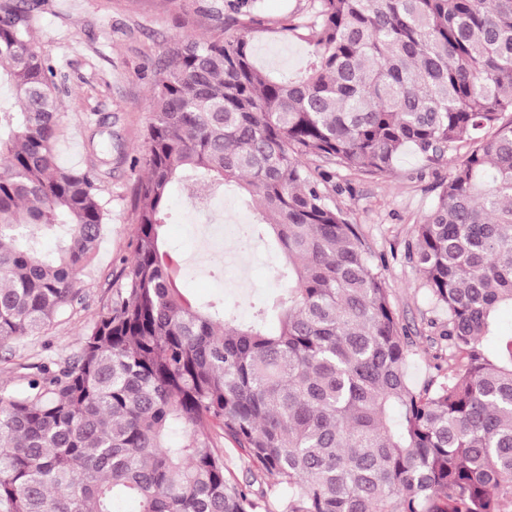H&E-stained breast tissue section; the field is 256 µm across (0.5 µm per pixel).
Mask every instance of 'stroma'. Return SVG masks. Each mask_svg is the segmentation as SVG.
Wrapping results in <instances>:
<instances>
[{"label":"stroma","mask_w":512,"mask_h":512,"mask_svg":"<svg viewBox=\"0 0 512 512\" xmlns=\"http://www.w3.org/2000/svg\"><path fill=\"white\" fill-rule=\"evenodd\" d=\"M231 0H41L34 12L33 41L57 69V96L62 113L55 152L66 168H101L102 194L109 203L106 225L93 261L81 276L80 298L45 335L24 337L0 345V391H18L38 366L73 357L92 317L112 296V281L124 259L130 258L135 236L134 189L141 169L131 168L142 156L152 121L150 109L152 67L166 47L186 37L210 34L217 24L232 26ZM257 25L251 33L254 52L271 73L295 76L308 47L289 31V24L305 18L311 0H249ZM310 168L331 204L359 226L372 253L381 260L382 276L401 325L411 337L415 356L408 369L411 382L422 385L430 376L432 337L438 328L423 279L409 260L407 247L413 228L433 206L437 182L450 167L428 166L405 151L393 172L369 176L311 160ZM189 183L172 187L167 227L168 248L180 264L178 287L190 297L217 296L248 318L252 304L277 292L270 268L278 252L259 254L245 248L237 262L247 268L249 283L230 288L212 267H195L189 260L197 251L198 225L223 224L231 239L240 225L249 223L235 191L222 195L208 214L198 213L190 200Z\"/></svg>","instance_id":"1"}]
</instances>
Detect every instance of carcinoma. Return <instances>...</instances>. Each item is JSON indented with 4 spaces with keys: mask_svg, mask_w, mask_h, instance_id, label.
<instances>
[{
    "mask_svg": "<svg viewBox=\"0 0 512 512\" xmlns=\"http://www.w3.org/2000/svg\"><path fill=\"white\" fill-rule=\"evenodd\" d=\"M291 24L298 79L216 28L154 66L134 163V256L80 349L0 392V512H512V0H314ZM36 0L0 5V342L39 336L80 295L110 210L94 168L58 165L56 72ZM468 150L408 258L441 332L418 388L413 342L355 224L307 165L379 176L412 148ZM234 187L273 241L282 288L239 320L193 302L166 261L174 183ZM248 464L230 481L216 440Z\"/></svg>",
    "mask_w": 512,
    "mask_h": 512,
    "instance_id": "obj_1",
    "label": "carcinoma"
}]
</instances>
